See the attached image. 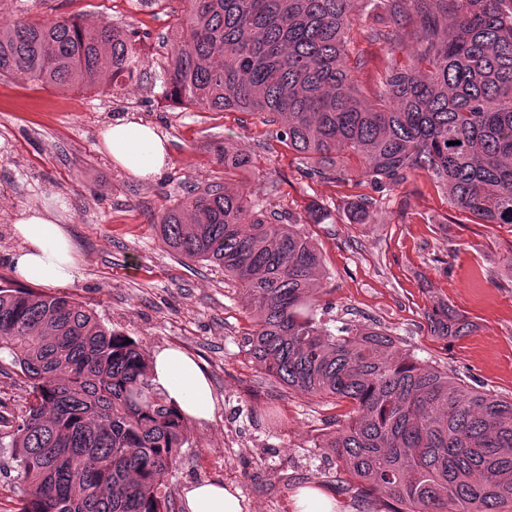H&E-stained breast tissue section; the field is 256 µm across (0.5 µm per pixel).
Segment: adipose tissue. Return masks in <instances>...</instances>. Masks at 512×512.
I'll return each mask as SVG.
<instances>
[{"mask_svg": "<svg viewBox=\"0 0 512 512\" xmlns=\"http://www.w3.org/2000/svg\"><path fill=\"white\" fill-rule=\"evenodd\" d=\"M102 143L112 159L133 176L153 179L168 165L164 136L157 129L135 120L117 121L102 133ZM64 199L27 207L17 213L13 229L22 246L13 256L16 276L46 287L72 283L78 265L76 248L62 223ZM151 379L182 413L211 419L214 396L208 378L198 363L174 348L153 353ZM188 512H243L237 489L204 482L185 493Z\"/></svg>", "mask_w": 512, "mask_h": 512, "instance_id": "obj_1", "label": "adipose tissue"}]
</instances>
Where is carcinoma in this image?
I'll return each mask as SVG.
<instances>
[{"instance_id": "cac0c4a2", "label": "carcinoma", "mask_w": 512, "mask_h": 512, "mask_svg": "<svg viewBox=\"0 0 512 512\" xmlns=\"http://www.w3.org/2000/svg\"><path fill=\"white\" fill-rule=\"evenodd\" d=\"M164 98L281 125L280 139L324 174L351 159L381 187L422 172L483 224L512 225V0H187ZM379 9L394 49L413 26L417 65L367 97L347 66L354 18ZM138 34L77 18L0 26V75L87 91L131 80ZM224 171L251 160L229 143ZM373 202L349 208L353 224ZM157 228L173 252L236 281L252 314L254 362L284 387L351 405L329 449L386 512H512V400L395 349L382 330L343 336L317 317L321 253L291 216L270 219L229 183L194 190ZM431 335L458 339L469 318L442 303ZM29 387L0 435L11 449L18 512H171L166 480L187 417L154 386L150 354L68 296L0 287V362Z\"/></svg>"}]
</instances>
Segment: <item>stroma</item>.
<instances>
[{
    "mask_svg": "<svg viewBox=\"0 0 512 512\" xmlns=\"http://www.w3.org/2000/svg\"><path fill=\"white\" fill-rule=\"evenodd\" d=\"M186 8L185 0L152 7L139 0H0L8 20L75 17L139 31L147 58L138 79L88 92L0 76V284H19L11 266L21 245L15 213L65 198L78 271L58 294L93 308L148 351H184L210 378L213 418L189 419L168 477L176 512L185 508V488L202 482L237 488L245 512H293L295 490L308 484L335 498L338 512H384L381 496H364L320 446L346 404L288 390L257 367L243 346L251 319L238 286L209 263L171 251L158 217L194 188L244 184L266 212L305 221L322 253L320 303L330 328L379 327L400 351L505 399L512 398V226L475 223L425 175L379 187L355 161L341 174H311L276 126L257 115L165 99L158 77ZM388 24V17L365 14L349 31L348 64L360 84L376 86L409 61L413 40L394 51L373 39ZM119 119L144 121L166 137L170 164L160 177L136 179L103 151L101 133ZM226 140L251 155L248 180L218 163L215 147ZM360 195L374 202L371 223L348 219V204ZM315 204L325 219L310 224ZM439 302L468 316L473 331L452 341L430 335L425 314Z\"/></svg>",
    "mask_w": 512,
    "mask_h": 512,
    "instance_id": "stroma-1",
    "label": "stroma"
}]
</instances>
